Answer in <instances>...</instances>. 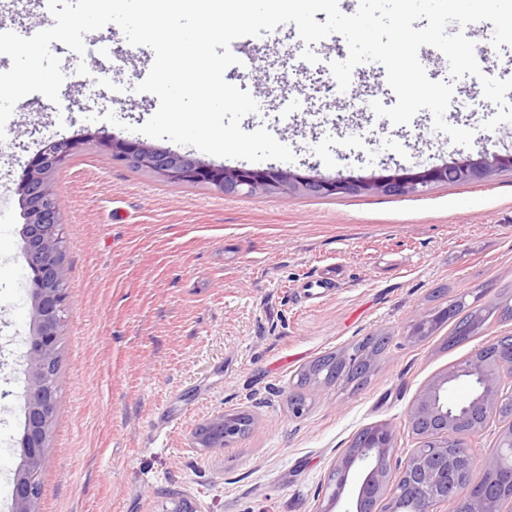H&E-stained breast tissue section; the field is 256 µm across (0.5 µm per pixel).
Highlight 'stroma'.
<instances>
[{
    "label": "stroma",
    "instance_id": "obj_1",
    "mask_svg": "<svg viewBox=\"0 0 512 512\" xmlns=\"http://www.w3.org/2000/svg\"><path fill=\"white\" fill-rule=\"evenodd\" d=\"M54 24L45 0L0 11V27L23 37ZM447 31L480 44L476 60L489 76L512 78V46L493 47L491 22ZM84 44L80 56L52 43L70 75L58 102L21 99L0 142V512L13 510L32 332L18 182L44 140L100 128L134 140L159 107L137 90L151 48L130 45L114 24ZM230 49L239 62L226 81L259 106L241 127L267 126L292 149L291 171L313 163L323 177L376 175L385 147L407 167L512 152V123L482 128L494 104L475 114L458 106L482 97L475 77L455 82L445 113L474 130L464 148L434 131L428 110L395 125L362 109L365 99L397 101L380 64L353 70L347 95L333 97L328 64L348 55L341 35L316 43L315 64L303 60L292 23ZM109 111L116 123L99 124ZM54 186L69 307L41 512H172L181 498L197 512H327L328 474L357 432L388 422L399 452L414 448L405 417L421 388L512 333V320L494 321L447 350L440 333L406 337L416 315L437 306L436 288L485 301L512 295V171L421 195L241 197L171 184L88 148L56 171ZM330 269L333 295L308 300L307 282ZM371 334L389 343L362 385L320 386L301 416L289 414L304 366ZM237 410L254 419L248 433L223 447L197 444L198 426Z\"/></svg>",
    "mask_w": 512,
    "mask_h": 512
}]
</instances>
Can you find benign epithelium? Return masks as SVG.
<instances>
[{
  "instance_id": "benign-epithelium-1",
  "label": "benign epithelium",
  "mask_w": 512,
  "mask_h": 512,
  "mask_svg": "<svg viewBox=\"0 0 512 512\" xmlns=\"http://www.w3.org/2000/svg\"><path fill=\"white\" fill-rule=\"evenodd\" d=\"M93 145L113 158L156 172L174 183L204 184L232 196H252L288 188L331 197L352 193L419 195L453 176L461 183L512 169V153L484 154L433 167L392 165L381 161L385 175L367 179L320 178L288 169H251L205 163L188 153L148 146L139 140L117 139L102 131L82 138L50 139L29 161L17 186L23 205V255L30 271L32 333L27 342L26 427L21 439L23 463L15 474L13 512H39L40 476L46 462L51 424L59 398L54 376L60 328L67 310L64 237L54 172L85 146ZM472 379L476 394L460 410L448 406V384ZM512 337L476 349L459 365L428 381L410 405L405 426L416 448L391 463L395 428L374 426L363 442L348 448L334 464L327 486L337 504L353 472L364 474L357 498L343 512H502L512 497V419L495 448L476 443L490 420L499 417L512 392ZM493 476L485 487L471 484L475 468Z\"/></svg>"
}]
</instances>
